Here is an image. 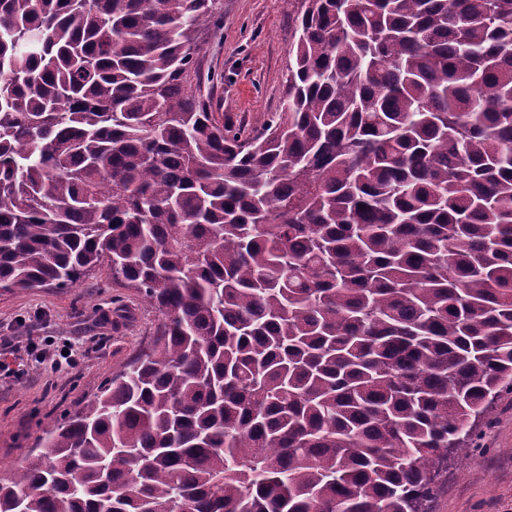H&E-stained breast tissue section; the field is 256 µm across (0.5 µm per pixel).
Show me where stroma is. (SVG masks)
Instances as JSON below:
<instances>
[{"label": "stroma", "instance_id": "1", "mask_svg": "<svg viewBox=\"0 0 512 512\" xmlns=\"http://www.w3.org/2000/svg\"><path fill=\"white\" fill-rule=\"evenodd\" d=\"M217 26L201 35L192 85L218 119L255 122L280 111L291 49L287 0H222ZM129 318L114 315L117 307ZM160 312L113 284L100 264L77 288L0 290V468L34 449L48 426L124 368L148 342ZM47 349L37 363L29 343ZM470 455L448 463L430 512H512V393L502 392L477 427Z\"/></svg>", "mask_w": 512, "mask_h": 512}]
</instances>
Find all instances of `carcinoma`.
Returning a JSON list of instances; mask_svg holds the SVG:
<instances>
[{
	"instance_id": "1",
	"label": "carcinoma",
	"mask_w": 512,
	"mask_h": 512,
	"mask_svg": "<svg viewBox=\"0 0 512 512\" xmlns=\"http://www.w3.org/2000/svg\"><path fill=\"white\" fill-rule=\"evenodd\" d=\"M302 2L221 125L220 0H0V288L162 315L0 512H427L512 389V0Z\"/></svg>"
}]
</instances>
